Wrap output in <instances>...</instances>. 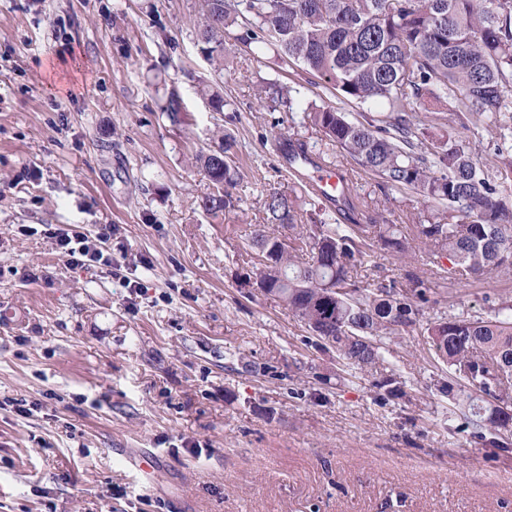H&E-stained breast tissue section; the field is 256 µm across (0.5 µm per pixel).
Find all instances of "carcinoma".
<instances>
[{
  "instance_id": "carcinoma-1",
  "label": "carcinoma",
  "mask_w": 512,
  "mask_h": 512,
  "mask_svg": "<svg viewBox=\"0 0 512 512\" xmlns=\"http://www.w3.org/2000/svg\"><path fill=\"white\" fill-rule=\"evenodd\" d=\"M197 39L205 58L224 68L226 35L257 43L287 67L301 66L360 104L386 115L351 119L328 105L304 113L328 144L344 151L385 189L413 190L448 212V221L415 225L296 223L297 196H265V223L254 225L256 250L246 281L284 303L312 333L336 349L346 369L378 363L379 343L420 324L429 302L426 279L411 260L429 262L460 282L512 274V0H199ZM494 132V156L481 161L453 131L439 137L418 115L422 101ZM236 138L197 157L210 192L198 207L217 218L233 207L238 185L230 164ZM288 230L286 250L275 249ZM379 248L408 269L401 279L360 287L351 272ZM449 266H444L442 260ZM434 354L450 378L490 398L457 403L459 418L489 448L512 432V298L483 316H439L426 324Z\"/></svg>"
}]
</instances>
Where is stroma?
I'll return each instance as SVG.
<instances>
[{"label":"stroma","mask_w":512,"mask_h":512,"mask_svg":"<svg viewBox=\"0 0 512 512\" xmlns=\"http://www.w3.org/2000/svg\"><path fill=\"white\" fill-rule=\"evenodd\" d=\"M197 19L198 0H0V512H512V447L458 431L422 328L345 372L244 285L267 188L297 195L299 222L322 216L278 136L343 166L376 223L410 232L443 213L327 150L302 117L336 95L302 68L236 43L214 69ZM268 83L289 102L259 98ZM208 87L233 110L211 111ZM173 89L176 123L160 110ZM225 129L239 201L214 219L195 156ZM48 224L117 226L111 265L70 267ZM416 264L423 321L512 296V278L457 284ZM393 379L405 394L388 400Z\"/></svg>","instance_id":"35a3bbf8"}]
</instances>
